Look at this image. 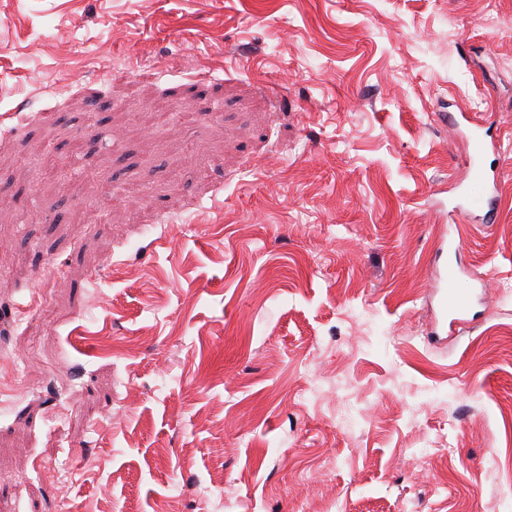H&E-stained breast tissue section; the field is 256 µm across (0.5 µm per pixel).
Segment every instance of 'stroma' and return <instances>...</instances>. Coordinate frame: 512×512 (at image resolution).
Masks as SVG:
<instances>
[{"instance_id": "35a3bbf8", "label": "stroma", "mask_w": 512, "mask_h": 512, "mask_svg": "<svg viewBox=\"0 0 512 512\" xmlns=\"http://www.w3.org/2000/svg\"><path fill=\"white\" fill-rule=\"evenodd\" d=\"M1 396L0 512H512V0H0ZM469 121L472 125L470 135L469 161L471 166V180L482 186L481 191H464L462 203L452 211L453 215L468 216L472 219L482 215V222H492L491 197L489 195V174L483 167L482 160L487 151L486 134L482 132V127L475 121ZM441 289L437 303L441 318L449 320V328L464 323L472 303V292L462 285L461 271L452 263L444 264L440 271Z\"/></svg>"}]
</instances>
